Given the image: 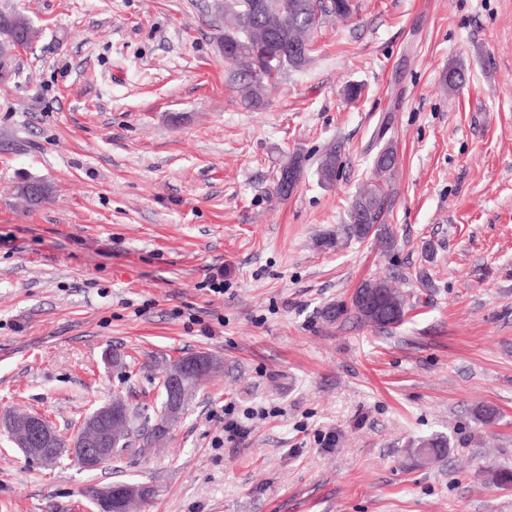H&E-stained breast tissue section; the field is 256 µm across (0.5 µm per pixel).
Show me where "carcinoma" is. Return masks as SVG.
<instances>
[{"instance_id":"1","label":"carcinoma","mask_w":512,"mask_h":512,"mask_svg":"<svg viewBox=\"0 0 512 512\" xmlns=\"http://www.w3.org/2000/svg\"><path fill=\"white\" fill-rule=\"evenodd\" d=\"M215 8L233 20L224 29V43L231 46L234 60L243 63L242 76L248 79V100L250 105L259 107L264 101L265 92L278 75L286 68L299 69L310 60L312 45L308 35L317 29L327 16L350 17L354 10V0H268V8L262 17L251 10V0H228L216 3ZM37 37V31L21 14L5 16L0 14V78L6 79L12 73L14 50L26 46ZM298 45L303 51L291 54L283 51L284 46ZM397 162V154L390 144L384 145L374 159L375 178L367 182L352 200L348 209L347 223L336 233L322 237L318 246L335 249L341 238L364 240L374 234L389 236L388 228L382 224L389 194L386 190L391 173ZM339 156L335 151L325 154L318 166L319 181L331 184L336 179ZM375 280L362 282L352 296L351 308L331 306L326 311L327 318L337 320L353 311L357 321L390 329L401 324L408 311V302L403 294L391 285H386L385 301L381 316H373L358 303V298L372 290ZM133 417L112 427L116 447L113 457L120 456L132 447L131 437L135 434ZM417 448H429L431 459L440 458L447 452L448 442L441 436L420 439Z\"/></svg>"}]
</instances>
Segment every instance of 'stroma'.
Listing matches in <instances>:
<instances>
[{
	"label": "stroma",
	"instance_id": "1",
	"mask_svg": "<svg viewBox=\"0 0 512 512\" xmlns=\"http://www.w3.org/2000/svg\"><path fill=\"white\" fill-rule=\"evenodd\" d=\"M357 4L253 108L214 0H0L41 31L0 81V409L67 438L118 395L146 428L164 362H221L160 445L94 471L0 432V512H94L117 481L152 488L143 512H512V0ZM387 143L391 243L318 247ZM370 279L406 295L401 325L324 318ZM436 434L442 459L410 455ZM291 170L293 174V181L294 185H297L299 183V180L301 179L302 172H303V165H302V157L300 154H293L292 156H289L288 159L283 163V165L280 167V173L283 170L288 171ZM280 176L278 178V182L276 185V193L280 197L286 198L288 197V184H292V180L289 177V171H288V183H286L283 179V181L279 182Z\"/></svg>",
	"mask_w": 512,
	"mask_h": 512
}]
</instances>
